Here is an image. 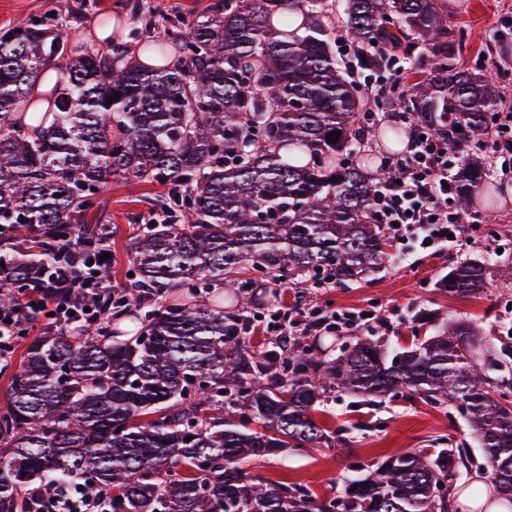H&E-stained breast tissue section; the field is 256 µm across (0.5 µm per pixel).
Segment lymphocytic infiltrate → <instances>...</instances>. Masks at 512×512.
<instances>
[{
	"instance_id": "1",
	"label": "lymphocytic infiltrate",
	"mask_w": 512,
	"mask_h": 512,
	"mask_svg": "<svg viewBox=\"0 0 512 512\" xmlns=\"http://www.w3.org/2000/svg\"><path fill=\"white\" fill-rule=\"evenodd\" d=\"M454 165L445 136L432 126L410 123L405 155L387 165V177L376 180L371 222L380 225L392 241L412 240L432 254L451 243L469 244L470 228L455 208L454 191L448 184ZM110 251L111 243L104 238L94 253H56L42 263L17 303L0 307V362L11 360L18 338L39 319L67 331L99 323L104 309L117 301L103 274L102 258ZM372 323L359 309L326 318L299 308L275 316L272 329L282 336H316L329 329L349 333ZM22 502L35 506L37 512H102L104 497L96 492L75 498L47 483L28 491Z\"/></svg>"
}]
</instances>
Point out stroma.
I'll use <instances>...</instances> for the list:
<instances>
[{"label": "stroma", "mask_w": 512, "mask_h": 512, "mask_svg": "<svg viewBox=\"0 0 512 512\" xmlns=\"http://www.w3.org/2000/svg\"><path fill=\"white\" fill-rule=\"evenodd\" d=\"M211 0H0V29L28 17H43L48 23L66 26L68 54L96 50L92 29L101 15L133 20L137 28L161 29L167 18L189 12L200 13ZM449 23L462 29L463 44L455 64L458 68L484 67L490 72L498 93L497 108L512 110V0H448ZM497 29L496 40H487L490 29ZM477 137L466 152L487 159L490 177L476 205L465 213L490 225L488 235L474 240L462 251H446L425 256L415 251L401 257L391 248L381 269L349 284L311 273L288 279L284 287L263 281L249 289L237 303L243 319L268 322L271 315L294 307L321 308L324 314L370 305L386 319L385 326L360 330L358 335L321 332L319 336H298L294 345L319 344L323 357L340 354L356 337H368L390 346H410L414 337L431 335V326L419 317L434 314L438 319L459 318L477 324L491 344L512 352V306H502L499 298L512 293V250L501 251L500 244L512 242V155L493 156ZM168 192L167 186L136 179L121 181L103 189L88 216L89 224L103 228L112 241L109 282L116 288H129L133 271L128 248L139 226L145 224L154 207ZM482 257L497 265L490 276L485 295L460 299L443 292L438 282L455 263ZM316 422L334 431L333 447L287 449L275 456L251 462L249 473L274 482L299 484L321 499L340 493L345 479L356 469L371 468L383 457L416 449L431 452L447 447L449 439L472 442L473 436L450 409L395 397L382 402L358 398L344 391H333L314 414Z\"/></svg>", "instance_id": "35a3bbf8"}]
</instances>
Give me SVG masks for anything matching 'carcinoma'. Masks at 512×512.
I'll return each mask as SVG.
<instances>
[{
  "label": "carcinoma",
  "mask_w": 512,
  "mask_h": 512,
  "mask_svg": "<svg viewBox=\"0 0 512 512\" xmlns=\"http://www.w3.org/2000/svg\"><path fill=\"white\" fill-rule=\"evenodd\" d=\"M325 7L218 0L171 23L177 56L158 40L142 46L157 66L128 60L124 43L71 57L66 33L33 17L1 30L0 237L37 227L42 239L35 260L0 250V305L14 303L59 243L90 251L87 212L115 175L184 189L187 222L150 224L129 247L135 287L154 294L219 282L237 297L252 279L224 276L243 270L283 280L322 271L346 284L381 265L388 241L369 220L376 186L354 162L376 130L359 125L361 92L331 51ZM341 8L354 69L389 67L387 47L409 60L396 109L453 149L487 132L499 94L484 68L455 66L448 0ZM61 58L54 109L31 114L32 135L17 116ZM335 130L339 140L327 142ZM485 175L464 160L462 207ZM489 277L485 262L460 263L439 287L478 298ZM144 322L123 342L104 327L29 342L0 407V512H20L37 482L105 491L109 512H451L450 484L473 463L462 441L388 456L324 502L243 468L284 448L332 445L313 416L332 389L456 409L512 502V368L468 320L399 349L359 338L331 359L305 348L253 353L224 306L187 300Z\"/></svg>",
  "instance_id": "carcinoma-1"
}]
</instances>
